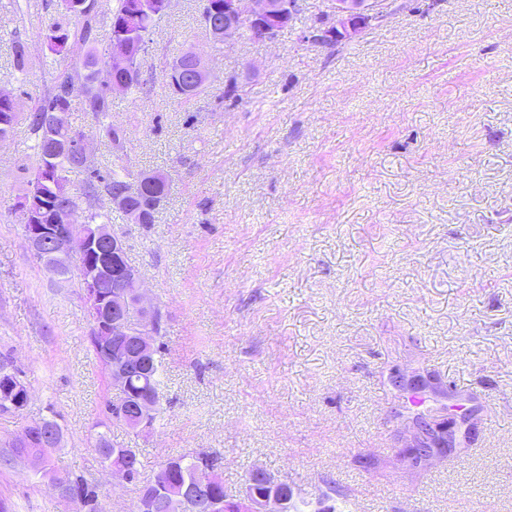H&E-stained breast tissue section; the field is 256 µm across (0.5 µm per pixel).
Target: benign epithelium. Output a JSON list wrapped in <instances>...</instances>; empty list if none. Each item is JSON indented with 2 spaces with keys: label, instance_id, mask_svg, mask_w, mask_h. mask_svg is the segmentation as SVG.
I'll list each match as a JSON object with an SVG mask.
<instances>
[{
  "label": "benign epithelium",
  "instance_id": "obj_1",
  "mask_svg": "<svg viewBox=\"0 0 512 512\" xmlns=\"http://www.w3.org/2000/svg\"><path fill=\"white\" fill-rule=\"evenodd\" d=\"M224 28L216 35L230 42L239 37L243 27L251 29L258 39H274L284 28L294 26L301 15L300 0H224ZM383 17L381 0H332L329 13L319 24L300 34L303 42L332 44L358 35L364 28ZM127 56L112 46V57L103 66L104 81L117 93L124 90L123 71ZM62 152L76 160L89 163L94 158L86 136L74 134L60 145ZM74 214L63 215L61 224H22L23 235L35 257L56 275H66L65 260L80 264L81 298L95 323L97 334L112 337V343L128 349V360L112 362V418L137 432L149 430L152 395L136 399L131 396L133 380L147 375L157 365L154 344V306L143 289L142 273L127 259L123 237L106 224H75ZM112 276V294L104 295L100 279ZM0 396L17 408L30 394L20 391L13 381H5ZM456 445L455 432L446 425H433L420 417L413 424L412 435L405 440L399 462L419 468L428 460L446 453ZM215 469L201 467L190 479L171 490L181 508L189 510L198 494L214 486ZM264 486L256 489L248 478L239 499L246 501L248 512H288L296 506L294 490L283 482L266 476Z\"/></svg>",
  "mask_w": 512,
  "mask_h": 512
}]
</instances>
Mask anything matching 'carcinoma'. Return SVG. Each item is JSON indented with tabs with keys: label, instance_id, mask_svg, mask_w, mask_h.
Listing matches in <instances>:
<instances>
[{
	"label": "carcinoma",
	"instance_id": "carcinoma-1",
	"mask_svg": "<svg viewBox=\"0 0 512 512\" xmlns=\"http://www.w3.org/2000/svg\"><path fill=\"white\" fill-rule=\"evenodd\" d=\"M213 10L205 16L206 30L217 29L224 26V10L221 0H212ZM132 0H115L109 13L107 33V53L99 54L98 50L89 52L83 61L78 64H62L59 59L61 53L54 50L55 67L53 85L43 97L35 100L29 111L28 127L35 136V182L41 186L42 198L39 202L49 208L46 212L48 220L58 218V211L65 206L85 208L87 218L94 224H108L110 215L97 207L96 201L101 194L112 196L122 194L130 189L134 178L126 168L117 166L111 170H104L99 164L89 169L81 163L69 160L51 162L54 156V145L60 139L76 132L69 120L65 119L55 125L47 122L49 112L59 107L62 113L70 110L71 96L75 88H80L85 96L86 110L93 113L109 142L119 139L118 129L106 122L112 111V95L99 83L102 65L106 63L108 55L112 54V40H120L125 45L131 59H137V54L143 44L150 40L156 27L154 14L160 10L162 3L158 0L148 2L140 9L137 16H132ZM46 39H62L67 43L82 42L93 44L97 42V21L92 15V4L82 7L81 12L73 13L69 6L60 4V18L52 19L46 27ZM79 170L85 178L81 187L75 188L71 184L69 173ZM137 179L154 180L155 187L148 189V193L159 194L151 200L150 221H155V213L166 199L169 191L168 177L159 171L142 172ZM90 346L101 365H112V337L96 335L95 328H90ZM99 443L94 445L98 456H106L112 463L120 465L131 458L138 471H143L144 463L141 456L129 448H118L105 432L98 433ZM24 452L37 455L41 459V467L32 470L33 476H45L53 472L50 464L49 451L43 448H26ZM66 485L61 494L66 498L82 497L87 502H94L100 494L99 486L92 483L82 475L64 474ZM155 498L159 502L158 512H178L169 506L165 496L150 480L141 482L138 488V499Z\"/></svg>",
	"mask_w": 512,
	"mask_h": 512
}]
</instances>
